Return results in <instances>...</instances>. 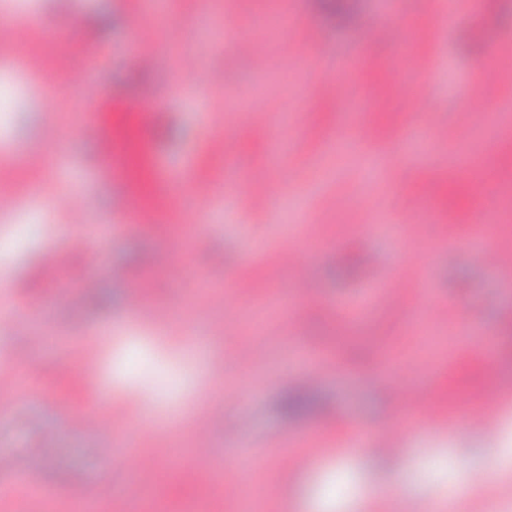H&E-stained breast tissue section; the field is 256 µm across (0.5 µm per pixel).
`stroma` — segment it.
<instances>
[{"label": "stroma", "mask_w": 512, "mask_h": 512, "mask_svg": "<svg viewBox=\"0 0 512 512\" xmlns=\"http://www.w3.org/2000/svg\"><path fill=\"white\" fill-rule=\"evenodd\" d=\"M350 2L339 21L319 0H280L290 24L257 57L238 44L259 23L260 0H167L182 21L175 38L142 0H84L78 16L64 0H39L36 33L17 12V42L0 47V114L9 119L0 146L22 148L0 153V190L11 192L0 209V279L10 283L0 305L13 310L0 370L23 393L0 395V456L43 458L31 480L50 491L55 512H76L73 484L129 486L137 453L160 465L165 512H186L193 499L174 487L190 475L199 419L212 464L248 492L223 512H292L293 499L317 487L347 499L368 483L389 488L370 512H427L461 483L469 491L451 512L512 502L511 483L483 477L512 452V422L501 417L512 393L489 406L495 434L466 417L493 373H512V267L480 258L490 236L512 252V77L473 95L490 63L512 59V0H442L438 10L427 0ZM218 10L225 33H203ZM390 22L406 42L377 36ZM310 28L317 38L303 42ZM59 42L68 54L56 52ZM141 43L151 51L145 69L132 60ZM352 56L368 67L339 74ZM207 72L221 82L201 84ZM422 85L429 106L418 122L409 99ZM149 88L158 103L137 138L214 191L233 152L251 177L245 195L204 205L180 185L147 200L149 223L120 222L115 197L149 188L154 157L139 177L112 179L82 126L92 115L125 125ZM355 91L358 115L347 108ZM356 121L371 139L333 149ZM296 123L286 180L269 143ZM475 148L493 149L501 186L476 225L469 210L428 192L435 181L467 187L456 160ZM25 151L40 156L38 167H25ZM64 193L78 208L63 205ZM445 224L458 242L443 240ZM75 236L83 248H69ZM289 238L309 280L293 298L283 290L292 270L277 258ZM52 261L56 280H35ZM89 278L111 292L106 307L70 303ZM223 284L227 297H200ZM137 288L145 297L134 308ZM325 355L335 372L307 384ZM76 359L88 369L73 393L58 371ZM395 382L434 384L435 414L395 420ZM303 386L314 406L286 412L289 390ZM115 406L149 434L79 427L86 411ZM357 425L378 441L401 432L408 491L391 472L367 468L371 451L350 444ZM289 455L298 460L290 469L281 464Z\"/></svg>", "instance_id": "obj_1"}]
</instances>
